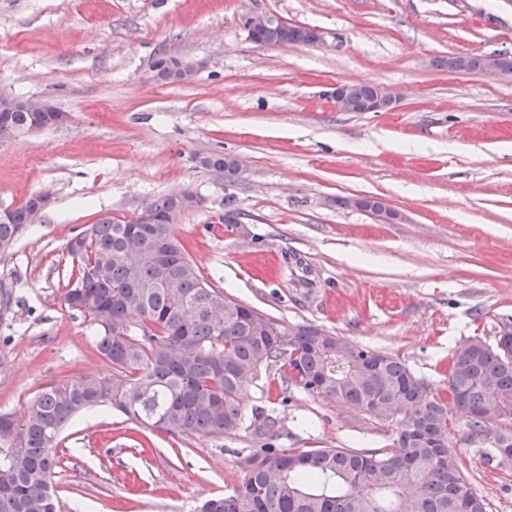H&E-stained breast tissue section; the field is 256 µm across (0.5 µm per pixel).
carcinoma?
Returning a JSON list of instances; mask_svg holds the SVG:
<instances>
[{"mask_svg": "<svg viewBox=\"0 0 512 512\" xmlns=\"http://www.w3.org/2000/svg\"><path fill=\"white\" fill-rule=\"evenodd\" d=\"M268 42L312 45L316 29L280 21L271 32L247 33ZM482 57L448 58V69H481ZM164 54L153 63L166 83ZM0 112V142L31 132V113L20 97ZM205 169L232 184L233 158L198 157ZM156 223L105 217L87 224L66 244L71 257L68 309L99 327L96 348L112 368L46 387L19 415L0 414V512H61L54 486L56 448L81 412L111 407L127 419L169 434L222 437L243 427L242 387L263 367L281 362L308 393L356 406L396 428L393 451L351 448H278L264 443L244 455L255 468L240 486L203 502L197 512H487L485 499L461 472L448 444V423L467 418L489 447L512 449V347L479 340L458 349L448 384L433 387L396 356L381 354L316 325L291 333L279 320L224 298L200 275L174 233L179 215L193 209L176 195L146 204ZM41 212L37 195L0 222V253L7 252ZM348 348L336 373V342Z\"/></svg>", "mask_w": 512, "mask_h": 512, "instance_id": "cac0c4a2", "label": "carcinoma"}]
</instances>
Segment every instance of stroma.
<instances>
[{
  "mask_svg": "<svg viewBox=\"0 0 512 512\" xmlns=\"http://www.w3.org/2000/svg\"><path fill=\"white\" fill-rule=\"evenodd\" d=\"M316 28L313 45L256 47L241 17ZM196 62L154 78L158 53ZM512 54V0H0V96L49 98L62 125L0 142V209L47 191L7 255L0 413L45 387L108 373L98 331L63 302L75 228L129 221L181 191L200 205L174 232L228 299L288 326L315 324L392 354L436 387L466 340L512 324V76L454 72L453 55ZM370 82L385 112H343L331 92ZM237 156L234 184L196 153ZM233 199L248 235L221 218ZM353 198L401 212L388 223ZM288 448L390 451L391 424L263 370L244 391ZM258 438L137 427L101 407L56 449L61 512H191L231 492ZM448 443L488 504L512 512V463L461 419Z\"/></svg>",
  "mask_w": 512,
  "mask_h": 512,
  "instance_id": "1",
  "label": "stroma"
}]
</instances>
